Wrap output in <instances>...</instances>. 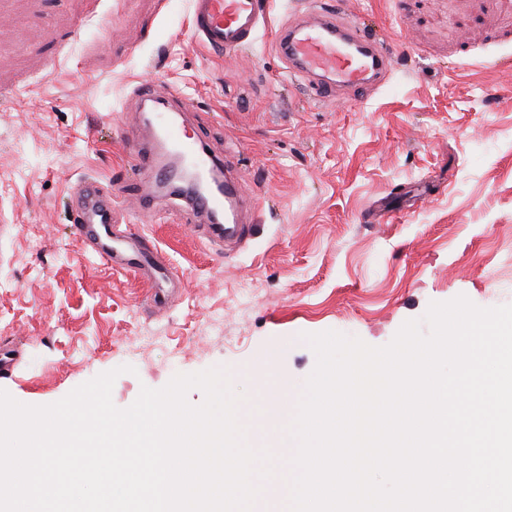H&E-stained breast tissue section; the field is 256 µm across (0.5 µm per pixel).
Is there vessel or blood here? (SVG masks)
Here are the masks:
<instances>
[{"mask_svg": "<svg viewBox=\"0 0 512 512\" xmlns=\"http://www.w3.org/2000/svg\"><path fill=\"white\" fill-rule=\"evenodd\" d=\"M192 29L210 52L236 53L252 45L270 19V0H189ZM335 6L319 0L317 6L282 23L275 32V48L290 75L304 80L319 101L342 99L350 92L381 86L392 70L391 54L376 38L342 22ZM136 171L149 181L171 183L173 176L161 154L173 148L186 162L204 168L215 159L198 133L164 114L122 129ZM238 183L225 179L220 191H206L191 199V210L205 221L202 236L211 246L248 239L251 227L236 211ZM72 231L90 244L113 269L133 271L156 282L172 275L158 250L145 237L122 231L112 222L111 196L87 184L72 192Z\"/></svg>", "mask_w": 512, "mask_h": 512, "instance_id": "obj_1", "label": "vessel or blood"}]
</instances>
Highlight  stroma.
Masks as SVG:
<instances>
[{
    "label": "stroma",
    "mask_w": 512,
    "mask_h": 512,
    "mask_svg": "<svg viewBox=\"0 0 512 512\" xmlns=\"http://www.w3.org/2000/svg\"><path fill=\"white\" fill-rule=\"evenodd\" d=\"M394 52L377 90L308 98L266 31L202 48L187 0H0V389L54 403L100 373L117 407L141 387L225 367L245 403L269 362L303 386V336L388 344L433 302L512 304V0H340ZM187 99L189 120L250 195V239L216 255L184 202L148 215L126 143L134 91ZM121 192L114 223L156 244L165 308L70 231L72 189Z\"/></svg>",
    "instance_id": "35a3bbf8"
}]
</instances>
